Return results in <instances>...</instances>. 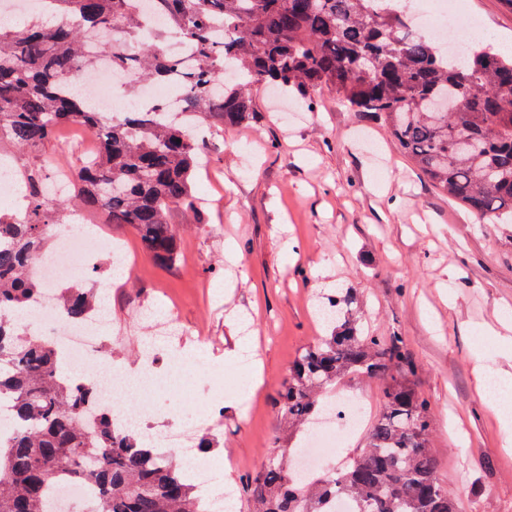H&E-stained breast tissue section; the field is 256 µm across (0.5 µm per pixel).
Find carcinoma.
Listing matches in <instances>:
<instances>
[{"label":"carcinoma","mask_w":512,"mask_h":512,"mask_svg":"<svg viewBox=\"0 0 512 512\" xmlns=\"http://www.w3.org/2000/svg\"><path fill=\"white\" fill-rule=\"evenodd\" d=\"M165 24L156 42L132 52L99 43L120 27L126 45L142 35L136 0H53L45 25L0 27V144L41 150L66 125L97 135L94 156L71 167L79 199L108 224H128L143 248L170 263L178 236L172 207L194 201L193 174L204 143L169 112H103L81 104L72 82L101 57L137 79L177 87L185 108L227 127L249 122L259 87L310 101L323 89L353 112L382 121L437 189L485 224L512 222V53L478 43L461 59L441 54L412 27L403 0H146ZM224 26L221 42L213 40ZM170 36L195 48L190 67L166 55ZM459 104L436 118L432 101ZM470 151L458 149V139ZM44 162L15 170L24 212L0 214V512H57L55 488L67 478L94 486L100 505L84 512H208L201 487L176 453L162 452L135 429L119 430L91 388L66 374L63 353L15 314L44 291L29 267L47 253L48 225L68 198H51ZM345 290L330 305L334 327L288 370L279 414L288 431H308L325 411L323 389L364 375L381 383L383 409L365 448L344 468L303 477L291 449L275 439L263 468L246 482L252 512H462L439 474L431 411L413 381L415 366L397 335L364 336ZM55 307L74 321L97 308L76 284L57 290Z\"/></svg>","instance_id":"obj_1"}]
</instances>
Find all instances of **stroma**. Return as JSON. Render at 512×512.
<instances>
[{"instance_id": "obj_1", "label": "stroma", "mask_w": 512, "mask_h": 512, "mask_svg": "<svg viewBox=\"0 0 512 512\" xmlns=\"http://www.w3.org/2000/svg\"><path fill=\"white\" fill-rule=\"evenodd\" d=\"M479 36L512 44V0H465ZM279 92L254 93L256 113L227 129L205 120L195 209L174 207L180 253L163 264L139 252L132 271L100 296L112 321V363L145 360L152 318L170 314L171 340L158 365L186 360L175 389L157 398L154 434L194 420L215 431L209 459L231 457L236 512H250L246 480L274 439L286 436L275 404L292 361L328 335L317 309L352 289L360 325L402 336L414 381L431 404L440 475L462 503L512 512V429L482 396L480 375L512 373V223L483 224L411 166L380 120L350 111L333 91L282 117ZM233 242L239 260L224 259ZM250 347L264 383L217 392L211 376L226 351ZM220 399L209 419L204 407Z\"/></svg>"}]
</instances>
